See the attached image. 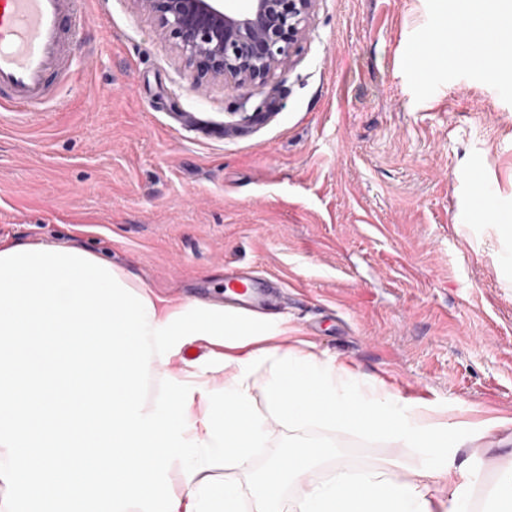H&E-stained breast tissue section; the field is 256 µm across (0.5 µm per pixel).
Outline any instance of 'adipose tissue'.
<instances>
[{
  "label": "adipose tissue",
  "instance_id": "adipose-tissue-1",
  "mask_svg": "<svg viewBox=\"0 0 512 512\" xmlns=\"http://www.w3.org/2000/svg\"><path fill=\"white\" fill-rule=\"evenodd\" d=\"M476 18L512 29V0H454L448 19L454 30L436 31L430 60L472 62L482 40L481 28L472 24ZM278 339L275 345L252 342L225 353L223 386L246 388L251 367L266 362L267 401L276 418L297 426L316 421L340 432L357 430L388 438L400 448L437 454L464 447L463 428L448 427L428 404L406 402L375 378L358 376L335 359L291 346L288 334ZM328 460L331 471L302 490L297 512H472L470 497L460 490L459 475L451 466L412 467L402 475L393 458L356 469L342 458H331L322 440L293 444L288 454L267 463L252 487L251 512H280L288 479ZM176 495L177 512H239L237 487L203 471L181 483Z\"/></svg>",
  "mask_w": 512,
  "mask_h": 512
}]
</instances>
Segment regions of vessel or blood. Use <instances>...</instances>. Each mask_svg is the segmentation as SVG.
I'll use <instances>...</instances> for the list:
<instances>
[{"label": "vessel or blood", "mask_w": 512, "mask_h": 512, "mask_svg": "<svg viewBox=\"0 0 512 512\" xmlns=\"http://www.w3.org/2000/svg\"><path fill=\"white\" fill-rule=\"evenodd\" d=\"M77 0H0V109L37 112L57 104L54 78L68 70V47L80 25ZM229 301L266 308L270 286L242 273L227 276Z\"/></svg>", "instance_id": "vessel-or-blood-1"}]
</instances>
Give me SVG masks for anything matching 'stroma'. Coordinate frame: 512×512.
I'll use <instances>...</instances> for the list:
<instances>
[{
  "instance_id": "stroma-1",
  "label": "stroma",
  "mask_w": 512,
  "mask_h": 512,
  "mask_svg": "<svg viewBox=\"0 0 512 512\" xmlns=\"http://www.w3.org/2000/svg\"><path fill=\"white\" fill-rule=\"evenodd\" d=\"M78 8L61 106L0 112L1 240L82 246L178 305H223L228 270L278 277L269 319L315 354L452 421L512 416V267L469 181L512 215V70L409 64L451 0H317L289 70L202 93L133 0ZM176 348L205 377L224 351ZM403 461L466 470L484 512L512 443Z\"/></svg>"
}]
</instances>
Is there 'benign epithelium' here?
<instances>
[{"label":"benign epithelium","instance_id":"benign-epithelium-1","mask_svg":"<svg viewBox=\"0 0 512 512\" xmlns=\"http://www.w3.org/2000/svg\"><path fill=\"white\" fill-rule=\"evenodd\" d=\"M176 40L200 75L230 89L265 83L284 71L303 39L316 0H243L231 11L222 0H136Z\"/></svg>","mask_w":512,"mask_h":512}]
</instances>
